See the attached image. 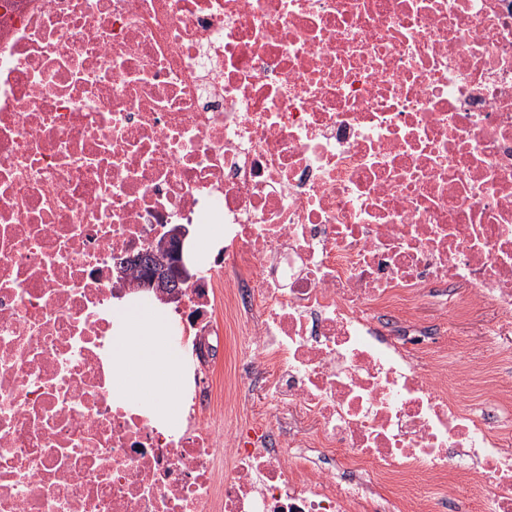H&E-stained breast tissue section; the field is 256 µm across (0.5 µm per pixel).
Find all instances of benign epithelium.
Wrapping results in <instances>:
<instances>
[{"label":"benign epithelium","mask_w":512,"mask_h":512,"mask_svg":"<svg viewBox=\"0 0 512 512\" xmlns=\"http://www.w3.org/2000/svg\"><path fill=\"white\" fill-rule=\"evenodd\" d=\"M188 233L187 225H173L163 238L153 242L151 259L135 260L141 267L139 290L163 303L178 302L183 286L198 275V270L189 267L185 258Z\"/></svg>","instance_id":"benign-epithelium-1"}]
</instances>
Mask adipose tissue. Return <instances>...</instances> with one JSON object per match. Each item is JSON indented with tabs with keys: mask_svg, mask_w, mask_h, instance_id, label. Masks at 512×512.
<instances>
[{
	"mask_svg": "<svg viewBox=\"0 0 512 512\" xmlns=\"http://www.w3.org/2000/svg\"><path fill=\"white\" fill-rule=\"evenodd\" d=\"M121 335L112 341L120 395L161 405L183 372L181 355L166 342V325L151 307L136 304L125 313Z\"/></svg>",
	"mask_w": 512,
	"mask_h": 512,
	"instance_id": "1",
	"label": "adipose tissue"
}]
</instances>
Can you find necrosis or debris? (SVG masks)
<instances>
[{
    "mask_svg": "<svg viewBox=\"0 0 512 512\" xmlns=\"http://www.w3.org/2000/svg\"><path fill=\"white\" fill-rule=\"evenodd\" d=\"M174 224L176 427L112 378ZM506 325L512 0H0V512H512ZM189 230L185 224H174L169 232L152 244V257L137 258L133 263L141 267L138 290L163 303H176L182 288L194 280L199 271L190 268L185 258V241ZM490 320V314L486 313L482 316L475 317L465 323H457L448 316V391H466V385L469 383L468 376H461L460 373H455L456 364L460 358V343L468 332L476 331L481 328Z\"/></svg>",
    "mask_w": 512,
    "mask_h": 512,
    "instance_id": "1",
    "label": "necrosis or debris"
}]
</instances>
